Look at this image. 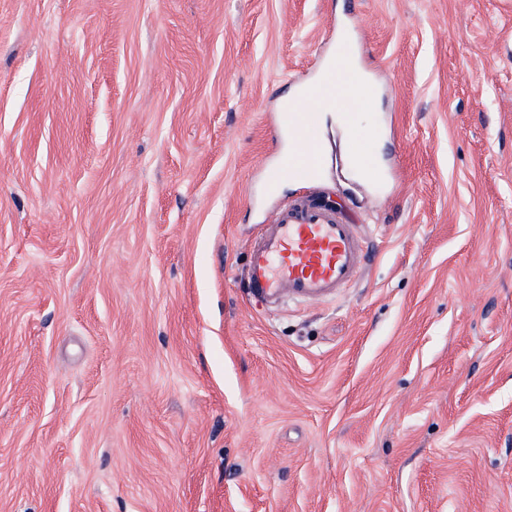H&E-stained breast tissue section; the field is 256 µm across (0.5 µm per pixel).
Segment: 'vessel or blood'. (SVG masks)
Returning <instances> with one entry per match:
<instances>
[{
  "label": "vessel or blood",
  "instance_id": "obj_1",
  "mask_svg": "<svg viewBox=\"0 0 512 512\" xmlns=\"http://www.w3.org/2000/svg\"><path fill=\"white\" fill-rule=\"evenodd\" d=\"M318 115L304 113L296 133L308 164L320 171L323 158L314 137ZM367 256L356 225L300 198L284 205L264 225L248 252L244 280L249 295L272 307L335 297L360 276Z\"/></svg>",
  "mask_w": 512,
  "mask_h": 512
}]
</instances>
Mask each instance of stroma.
<instances>
[{
    "mask_svg": "<svg viewBox=\"0 0 512 512\" xmlns=\"http://www.w3.org/2000/svg\"><path fill=\"white\" fill-rule=\"evenodd\" d=\"M345 44L373 171L271 182ZM300 196L366 265L269 311ZM0 512H512V0H0Z\"/></svg>",
    "mask_w": 512,
    "mask_h": 512,
    "instance_id": "stroma-1",
    "label": "stroma"
}]
</instances>
